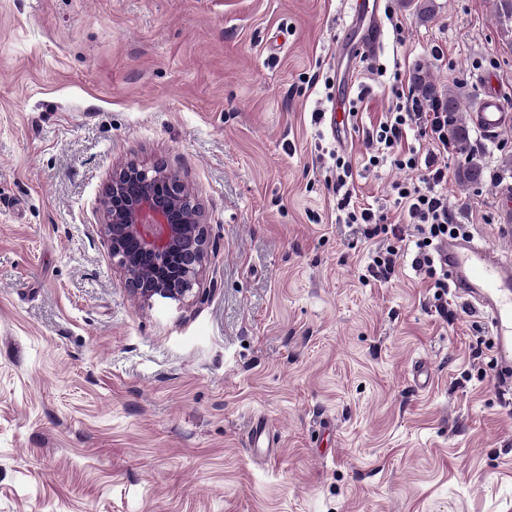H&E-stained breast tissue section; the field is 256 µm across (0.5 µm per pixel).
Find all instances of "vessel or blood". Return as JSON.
<instances>
[{
	"instance_id": "obj_1",
	"label": "vessel or blood",
	"mask_w": 512,
	"mask_h": 512,
	"mask_svg": "<svg viewBox=\"0 0 512 512\" xmlns=\"http://www.w3.org/2000/svg\"><path fill=\"white\" fill-rule=\"evenodd\" d=\"M357 21L364 25L355 55L369 54L381 44L380 0H354ZM482 131L496 133L512 125V113L501 99L480 98L473 114ZM448 263V278L488 314L494 338L495 367L500 377H512V261L502 260L473 238L449 239L442 248Z\"/></svg>"
}]
</instances>
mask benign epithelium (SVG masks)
Segmentation results:
<instances>
[{"label":"benign epithelium","instance_id":"obj_1","mask_svg":"<svg viewBox=\"0 0 512 512\" xmlns=\"http://www.w3.org/2000/svg\"><path fill=\"white\" fill-rule=\"evenodd\" d=\"M101 234L128 286L142 301H181L211 259L210 229L177 173L128 160L102 192Z\"/></svg>","mask_w":512,"mask_h":512}]
</instances>
